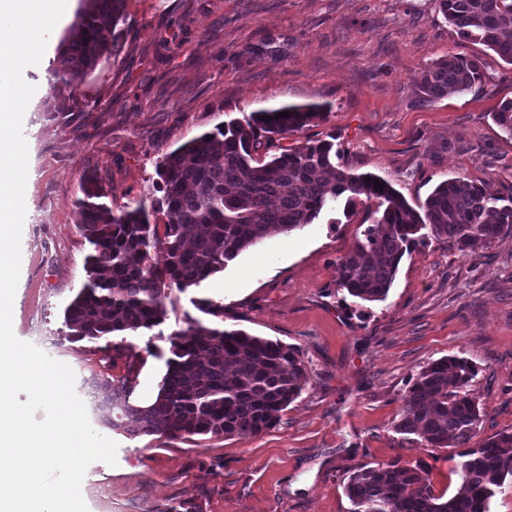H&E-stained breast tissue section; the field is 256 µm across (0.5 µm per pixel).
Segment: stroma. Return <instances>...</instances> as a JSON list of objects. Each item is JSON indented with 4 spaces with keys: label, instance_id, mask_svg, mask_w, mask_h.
Segmentation results:
<instances>
[{
    "label": "stroma",
    "instance_id": "1",
    "mask_svg": "<svg viewBox=\"0 0 512 512\" xmlns=\"http://www.w3.org/2000/svg\"><path fill=\"white\" fill-rule=\"evenodd\" d=\"M80 0L54 28L24 118L29 149L13 328L58 341L62 360L91 377L139 368L134 403L158 389L168 333L202 319L195 302L224 305L225 326L300 350L310 381L279 423L248 438L196 436L159 446L98 426L118 444L117 466H89V512H351V468L423 460L435 495L459 486V451L423 448L394 430L400 397L428 363L458 355L478 372L470 390L482 437L512 431V237L464 257L434 240L406 253L387 298L360 302L336 286V264L368 202L336 206L275 234L195 289L171 290L163 335L131 338L104 358L62 340L63 310L86 281L90 245L77 207L87 177L112 211L151 201L156 165L177 147L244 114L292 104L323 116L269 148L334 138L345 166L391 182L409 203L441 181L494 179L512 196V136L494 122L512 99V65L461 39L435 0H126L119 50L78 89L50 88L47 68ZM450 54L481 58L470 91L422 102L416 79ZM76 100L78 111L52 117ZM42 222H34V215Z\"/></svg>",
    "mask_w": 512,
    "mask_h": 512
}]
</instances>
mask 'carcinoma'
<instances>
[{
  "label": "carcinoma",
  "instance_id": "carcinoma-1",
  "mask_svg": "<svg viewBox=\"0 0 512 512\" xmlns=\"http://www.w3.org/2000/svg\"><path fill=\"white\" fill-rule=\"evenodd\" d=\"M448 23L512 65V0H436ZM125 0H82L75 20L50 62L51 85L76 89L117 48L116 23ZM484 77L478 57L450 54L417 78L423 102L471 89ZM252 112L204 133L157 165L162 196L150 206L115 213L99 202L103 189L87 180L80 232L91 246L87 281L67 305L64 338L106 341L120 350L129 336H145L164 323L167 291L197 288L224 271L240 253L273 232L314 223L337 205L365 199L376 204L375 222L336 264V287L360 301L386 298L400 263L418 242L432 239L471 256L512 236V198L492 190V179L439 183L419 208L388 181L353 173L336 144L307 140L267 161L255 154L322 116L319 105ZM512 136V100L493 113ZM164 217V223L151 218ZM162 264L151 263V254ZM213 317L186 321L170 333V357L156 397L129 401L136 371L104 375L96 386L106 402L103 423L132 438L167 442L192 436L247 438L273 427L309 383L300 352L278 341L224 327V305L195 302ZM119 338L121 342L112 343ZM476 366L445 356L424 366L402 394L395 431L427 448H462L460 484L444 499L434 494L418 463L394 459L349 470L345 493L352 512H489L496 490L512 481V431L482 438L481 412L469 386Z\"/></svg>",
  "mask_w": 512,
  "mask_h": 512
}]
</instances>
